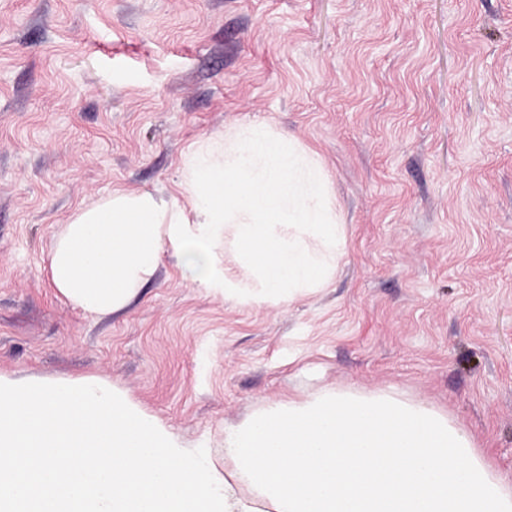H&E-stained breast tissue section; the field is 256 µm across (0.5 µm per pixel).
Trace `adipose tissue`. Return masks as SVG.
<instances>
[{
	"instance_id": "ef3b65f1",
	"label": "adipose tissue",
	"mask_w": 512,
	"mask_h": 512,
	"mask_svg": "<svg viewBox=\"0 0 512 512\" xmlns=\"http://www.w3.org/2000/svg\"><path fill=\"white\" fill-rule=\"evenodd\" d=\"M183 189L184 207L140 192L78 209L47 257L58 295L92 314L117 312L168 249L194 285L237 295L245 283L225 271L218 253L229 230L255 287L276 300L322 286L344 250L321 167L264 125L204 138L185 160Z\"/></svg>"
}]
</instances>
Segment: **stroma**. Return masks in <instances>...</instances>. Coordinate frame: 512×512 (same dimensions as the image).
<instances>
[{"label": "stroma", "mask_w": 512, "mask_h": 512, "mask_svg": "<svg viewBox=\"0 0 512 512\" xmlns=\"http://www.w3.org/2000/svg\"><path fill=\"white\" fill-rule=\"evenodd\" d=\"M261 123L321 166L346 240L273 303L163 253L121 312L45 259L111 193ZM0 374L97 376L224 464V428L324 389L422 400L512 480V0H0Z\"/></svg>", "instance_id": "stroma-1"}]
</instances>
